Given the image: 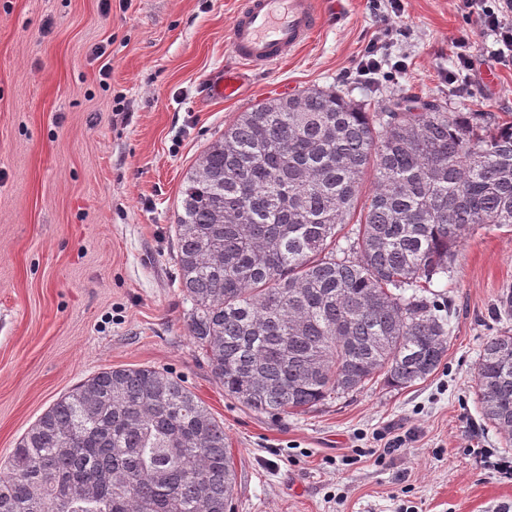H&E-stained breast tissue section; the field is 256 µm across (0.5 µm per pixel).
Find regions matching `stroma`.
I'll use <instances>...</instances> for the list:
<instances>
[{"instance_id": "obj_1", "label": "stroma", "mask_w": 512, "mask_h": 512, "mask_svg": "<svg viewBox=\"0 0 512 512\" xmlns=\"http://www.w3.org/2000/svg\"><path fill=\"white\" fill-rule=\"evenodd\" d=\"M238 0H0V469L39 416L106 368L151 366L182 378L224 422L238 476L235 512H486L512 503V459L480 409L486 342L512 334L497 307L512 291V228L465 232L435 282L448 351L406 388L360 392L278 419L226 397L186 330L172 229L183 181L238 113L281 94L336 87L378 109L413 95L452 112L512 121V68L455 0L322 4L323 28L291 58L235 66ZM383 65L358 66L370 43ZM470 70L447 76L459 56ZM403 70H396L398 61Z\"/></svg>"}]
</instances>
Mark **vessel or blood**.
<instances>
[{
	"label": "vessel or blood",
	"instance_id": "vessel-or-blood-1",
	"mask_svg": "<svg viewBox=\"0 0 512 512\" xmlns=\"http://www.w3.org/2000/svg\"><path fill=\"white\" fill-rule=\"evenodd\" d=\"M320 26L315 0H240L230 37L239 67L213 84V95L237 96L243 70L256 71L291 56Z\"/></svg>",
	"mask_w": 512,
	"mask_h": 512
}]
</instances>
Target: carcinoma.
Instances as JSON below:
<instances>
[{"instance_id": "carcinoma-1", "label": "carcinoma", "mask_w": 512, "mask_h": 512, "mask_svg": "<svg viewBox=\"0 0 512 512\" xmlns=\"http://www.w3.org/2000/svg\"><path fill=\"white\" fill-rule=\"evenodd\" d=\"M373 190L361 197L367 172ZM512 227V122L331 88L241 112L185 177L173 231L186 329L224 394L278 417L375 377L426 378L448 350L425 295L469 227ZM512 335L476 368L512 444ZM224 422L185 381L108 368L35 421L0 474V512H234Z\"/></svg>"}]
</instances>
